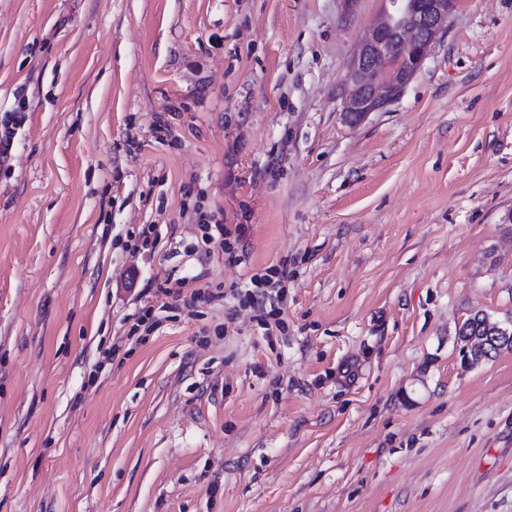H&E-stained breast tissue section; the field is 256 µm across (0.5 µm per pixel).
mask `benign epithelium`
I'll return each mask as SVG.
<instances>
[{"label":"benign epithelium","mask_w":512,"mask_h":512,"mask_svg":"<svg viewBox=\"0 0 512 512\" xmlns=\"http://www.w3.org/2000/svg\"><path fill=\"white\" fill-rule=\"evenodd\" d=\"M383 20L355 48L341 112L358 123L400 97L419 70L459 0H386Z\"/></svg>","instance_id":"1"}]
</instances>
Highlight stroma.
I'll use <instances>...</instances> for the list:
<instances>
[{"label": "stroma", "mask_w": 512, "mask_h": 512, "mask_svg": "<svg viewBox=\"0 0 512 512\" xmlns=\"http://www.w3.org/2000/svg\"><path fill=\"white\" fill-rule=\"evenodd\" d=\"M383 7L0 0V512H512V350L456 336L512 319V0L352 125ZM168 278L224 302L136 329ZM199 224L201 231V243L198 246L201 248V252H204L205 256H211L214 253V249L217 247L222 253L224 258H227L228 263H237L241 259L236 255V252L228 240L231 235V231L224 227V224L213 222L212 216L200 213ZM197 246V250H199ZM268 273L258 275L255 274L250 278L251 288L246 289L244 294L237 292V298L244 304H249L250 307L259 312L258 325L265 330V336H271L273 332V324L267 320V317L273 313L271 309L269 312L264 313L266 309V301L271 300V293L275 292L276 295L279 291L285 288V279L288 274L285 269L278 271L277 269H268ZM503 326H505L503 323L492 320L483 311L475 312L456 331L457 340L461 345L460 352H464L465 346L472 336H493L491 343L494 346L499 343L510 344L512 342L511 329L503 328L500 331V336H494L497 333V328Z\"/></svg>", "instance_id": "stroma-1"}]
</instances>
